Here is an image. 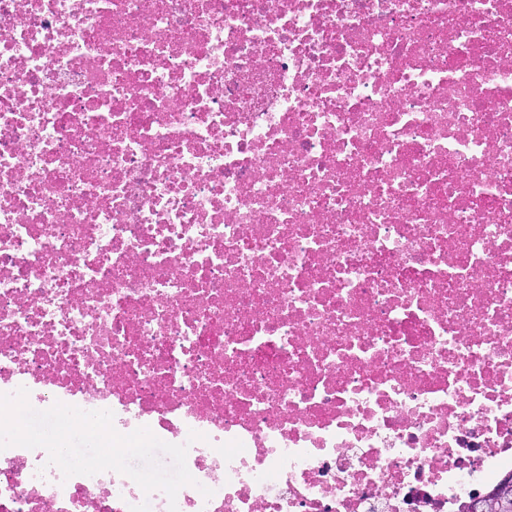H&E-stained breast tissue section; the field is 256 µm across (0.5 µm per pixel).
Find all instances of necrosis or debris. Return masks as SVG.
<instances>
[{
    "mask_svg": "<svg viewBox=\"0 0 512 512\" xmlns=\"http://www.w3.org/2000/svg\"><path fill=\"white\" fill-rule=\"evenodd\" d=\"M21 387L196 483L11 446L0 512H467L512 473V0H0Z\"/></svg>",
    "mask_w": 512,
    "mask_h": 512,
    "instance_id": "necrosis-or-debris-1",
    "label": "necrosis or debris"
}]
</instances>
